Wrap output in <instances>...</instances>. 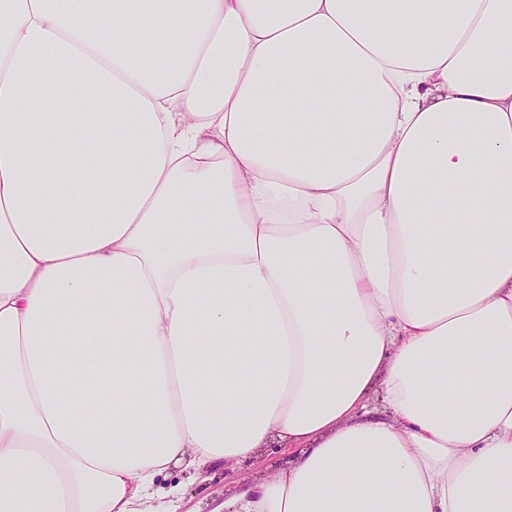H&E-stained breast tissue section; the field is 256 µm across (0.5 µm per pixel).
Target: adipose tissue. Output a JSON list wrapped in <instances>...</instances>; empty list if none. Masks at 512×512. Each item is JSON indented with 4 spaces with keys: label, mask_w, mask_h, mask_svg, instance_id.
I'll use <instances>...</instances> for the list:
<instances>
[{
    "label": "adipose tissue",
    "mask_w": 512,
    "mask_h": 512,
    "mask_svg": "<svg viewBox=\"0 0 512 512\" xmlns=\"http://www.w3.org/2000/svg\"><path fill=\"white\" fill-rule=\"evenodd\" d=\"M274 442L213 512H512V0H0V512Z\"/></svg>",
    "instance_id": "obj_1"
}]
</instances>
